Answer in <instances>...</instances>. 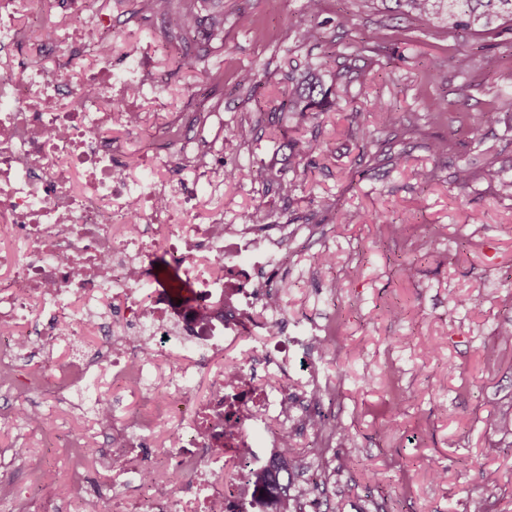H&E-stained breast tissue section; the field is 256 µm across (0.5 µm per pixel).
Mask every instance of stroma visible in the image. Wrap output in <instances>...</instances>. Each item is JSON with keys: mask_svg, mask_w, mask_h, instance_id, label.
<instances>
[{"mask_svg": "<svg viewBox=\"0 0 512 512\" xmlns=\"http://www.w3.org/2000/svg\"><path fill=\"white\" fill-rule=\"evenodd\" d=\"M304 0H224V37L213 41L204 68L176 69L182 41L165 32L140 0H96L112 18V98L141 115L142 132L114 125L121 173L177 179L197 194L199 218L223 209L228 224H315L307 242L290 245L293 279L280 296L294 335L310 326L335 332L328 351L296 349L288 357L289 388L304 390L307 371L330 389L323 409L344 428L318 452L312 430L296 431L294 454L309 473L339 469L319 507L305 512H512V436L488 425L512 415V342L497 338L512 321V200L498 182L512 178V23L468 37L469 69L444 25L423 29L389 9L386 0H327L319 44L302 47L284 31L309 25ZM327 60L339 98L333 111L300 120L278 112L291 87L288 61ZM263 75L256 93L234 86L236 72ZM143 84L127 97V83ZM390 102L401 117L395 134L365 146L374 129L373 103ZM496 107L490 127H462L463 116ZM202 123H194L197 112ZM251 125L239 140V125ZM194 127L217 163L209 178L177 163L162 171L140 165L142 138L170 146ZM448 139L437 159L431 143ZM320 145L312 172L289 159L288 141ZM401 163H394V156ZM237 159L246 179H224V160ZM474 179L466 194L453 181L458 166ZM427 169L430 182L415 173ZM291 194H282V184ZM388 223L376 224L373 212ZM332 257L321 267V253ZM414 277H406L407 266ZM496 346L486 362L484 350ZM30 363L0 366V512H76V482L104 488L101 512H112V466L74 449L50 448L28 427L38 405L49 430L88 444L99 439L97 402L112 404L116 425L147 408L145 394L114 395L106 380L85 377L63 340L36 346ZM82 392L59 403L49 389L59 378Z\"/></svg>", "mask_w": 512, "mask_h": 512, "instance_id": "35a3bbf8", "label": "stroma"}]
</instances>
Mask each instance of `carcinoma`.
I'll use <instances>...</instances> for the list:
<instances>
[{
  "label": "carcinoma",
  "mask_w": 512,
  "mask_h": 512,
  "mask_svg": "<svg viewBox=\"0 0 512 512\" xmlns=\"http://www.w3.org/2000/svg\"><path fill=\"white\" fill-rule=\"evenodd\" d=\"M146 10L161 13L168 28L177 33L182 41L197 35L206 42L221 39L224 34V9L218 0H142ZM398 12L414 14L425 27L441 22L461 39L458 44V61L466 65L470 48L467 34L482 22L488 26L496 20L512 21V0H391ZM208 50L191 54L183 52L175 58L178 68L194 70L204 62ZM291 91L288 100L280 106L282 112H297L302 116L328 112L336 106L333 86L326 85L323 65L319 62L303 64V71L290 78ZM377 115L376 132L393 128L399 116L393 108L383 102L374 104ZM470 126L479 129L498 123V113L489 108L469 117ZM374 132V133H376ZM371 131L363 133L366 144L372 145L377 139ZM300 470V460L293 452L277 456L276 463L256 473L250 479L257 489L263 491L274 506V512H302L297 497L290 494L293 477Z\"/></svg>",
  "instance_id": "1"
}]
</instances>
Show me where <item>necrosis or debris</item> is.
Instances as JSON below:
<instances>
[{"label":"necrosis or debris","mask_w":512,"mask_h":512,"mask_svg":"<svg viewBox=\"0 0 512 512\" xmlns=\"http://www.w3.org/2000/svg\"><path fill=\"white\" fill-rule=\"evenodd\" d=\"M34 4L0 0V59L13 63L0 75V361L27 356L33 334L75 342L96 332L101 344L78 355L83 371H109L117 392L152 385L151 423L168 428L170 447L186 449L194 489L184 488L180 466L158 484L155 464L130 454L139 445L133 432L109 425L98 454L112 459L114 477L135 474L142 492L134 500L113 494V512H263L249 475L293 427L312 425L318 399L255 382L258 370L285 368L294 347L266 275L300 227L282 225L281 239L265 243L250 231L229 238L219 220L196 223L192 194L116 175L112 72L104 65L68 82L61 69L15 56L17 21ZM86 8L87 0H67L74 21L54 27L41 53L63 51L77 64ZM159 253L193 285L188 299L147 288ZM37 307L49 312L47 323L33 321ZM246 336L268 343L215 377L210 397L181 418L187 394L153 382L165 339L193 347L203 370Z\"/></svg>","instance_id":"necrosis-or-debris-1"}]
</instances>
